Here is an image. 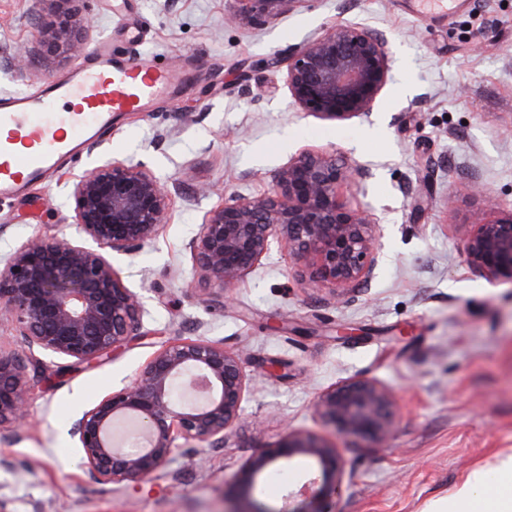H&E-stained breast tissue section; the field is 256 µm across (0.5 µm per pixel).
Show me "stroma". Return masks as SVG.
<instances>
[{
    "instance_id": "35a3bbf8",
    "label": "stroma",
    "mask_w": 512,
    "mask_h": 512,
    "mask_svg": "<svg viewBox=\"0 0 512 512\" xmlns=\"http://www.w3.org/2000/svg\"><path fill=\"white\" fill-rule=\"evenodd\" d=\"M233 0H81L89 47L184 74L146 111L116 116L111 133L42 181L0 201V257L38 233L81 242L72 222L74 183L103 162L145 163L180 182L171 220L154 241L113 263L143 299L141 334L113 356L75 365L27 349L0 325V354L43 365L28 388V418L0 431V512H230L243 462L283 425L330 436L311 410L344 379H378L396 395L397 432L387 446L337 438L346 478L325 512H426L473 471L493 472L512 454V285L488 283L467 265L461 225L512 209V0H299L260 29L230 26ZM34 0H0V96L39 94L75 62L36 60L17 75L10 57L34 40ZM391 37L394 81L372 114L345 122L297 112L271 64L274 53L336 20ZM336 149L368 168L363 191L382 228L381 261L355 300L298 281L286 249L234 288L235 303L199 299L187 249L218 197L266 191L269 174L295 153ZM482 183L488 196L472 192ZM224 342L246 361L240 422L220 448L178 449L151 477L120 484L90 477L70 434L98 399L122 387L173 334ZM309 466L254 495L271 512Z\"/></svg>"
}]
</instances>
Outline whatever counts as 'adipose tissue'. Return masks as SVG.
Wrapping results in <instances>:
<instances>
[{"label": "adipose tissue", "instance_id": "obj_1", "mask_svg": "<svg viewBox=\"0 0 512 512\" xmlns=\"http://www.w3.org/2000/svg\"><path fill=\"white\" fill-rule=\"evenodd\" d=\"M434 512H512V456L495 476L470 475L460 490L435 502Z\"/></svg>", "mask_w": 512, "mask_h": 512}]
</instances>
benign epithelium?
I'll return each instance as SVG.
<instances>
[{
    "label": "benign epithelium",
    "mask_w": 512,
    "mask_h": 512,
    "mask_svg": "<svg viewBox=\"0 0 512 512\" xmlns=\"http://www.w3.org/2000/svg\"><path fill=\"white\" fill-rule=\"evenodd\" d=\"M66 15H37L38 35L17 49L13 67L24 74L34 56L67 61L86 46L90 21L80 0H63ZM228 21L259 28L301 0H235ZM390 36L362 23L322 27L300 44L277 51L292 104L323 120L368 117L394 80ZM368 169L348 165L334 149L304 151L270 173V191L224 195L206 212L188 249L205 302L224 306L230 290L269 256L288 250L302 278L331 296L355 293L375 277L381 230L370 213L341 200V189L362 184ZM73 223L86 247L55 234L27 239L0 261V320L21 344L88 366L126 348L146 312L141 298L112 265V254H133L167 223L180 186L143 163L109 160L87 171L72 191ZM463 255L490 282L512 284V211L463 225ZM29 358L0 355V429L26 412ZM184 384L186 402L176 393ZM248 378L240 355L206 338H175L160 346L134 379L95 402L75 422L87 473L120 484L147 478L164 465L178 441L224 446L240 420ZM394 393L374 378H347L317 394L314 416L335 435L383 444L396 431ZM305 460L314 471L294 494L313 500L336 491L345 475L339 448L322 435L296 429L249 457L239 487L256 489L273 464Z\"/></svg>",
    "instance_id": "7a95c632"
}]
</instances>
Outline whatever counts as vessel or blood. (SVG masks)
Segmentation results:
<instances>
[{"instance_id":"vessel-or-blood-1","label":"vessel or blood","mask_w":512,"mask_h":512,"mask_svg":"<svg viewBox=\"0 0 512 512\" xmlns=\"http://www.w3.org/2000/svg\"><path fill=\"white\" fill-rule=\"evenodd\" d=\"M169 67L117 59L99 47L89 62L37 95L0 97V197L40 180L83 143L110 128L116 112H142L176 83Z\"/></svg>"}]
</instances>
